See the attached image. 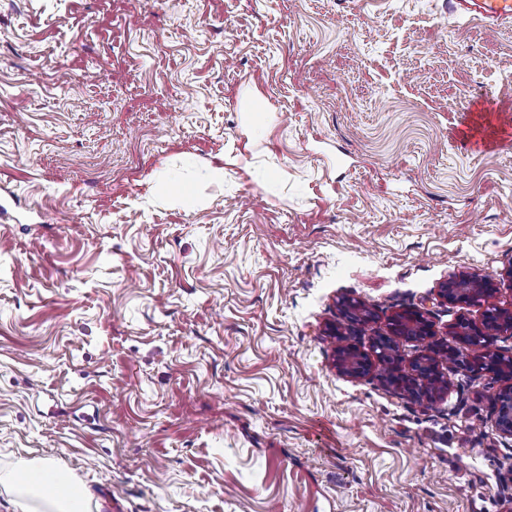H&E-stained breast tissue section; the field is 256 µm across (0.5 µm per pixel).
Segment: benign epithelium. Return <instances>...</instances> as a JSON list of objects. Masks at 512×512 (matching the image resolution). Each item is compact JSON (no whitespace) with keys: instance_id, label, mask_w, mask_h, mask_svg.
<instances>
[{"instance_id":"benign-epithelium-1","label":"benign epithelium","mask_w":512,"mask_h":512,"mask_svg":"<svg viewBox=\"0 0 512 512\" xmlns=\"http://www.w3.org/2000/svg\"><path fill=\"white\" fill-rule=\"evenodd\" d=\"M496 292L494 281L489 278L477 280L468 275L455 276L452 284L441 289L440 296L450 304L471 306L482 300H490ZM350 325H362L372 318L370 308L353 298L342 300ZM392 334L412 341L422 342L433 336V324L428 312L421 309L405 310L399 313L392 327ZM512 334V311L499 308L490 317L474 322L460 318L450 326L449 336L456 345L429 347L428 352L417 356L414 369L403 374L394 373L387 377L394 391L406 392L413 398L429 397V382L441 371L439 356L454 361L457 369L477 374L485 371L504 381L501 390L492 402L493 423L504 438H512V357H504L495 349L494 342L500 335ZM396 346L388 336L375 341V358L371 359L353 347L336 349V369L349 378H360L367 373L374 362L395 355Z\"/></svg>"}]
</instances>
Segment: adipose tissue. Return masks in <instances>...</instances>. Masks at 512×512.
<instances>
[{
	"instance_id": "obj_1",
	"label": "adipose tissue",
	"mask_w": 512,
	"mask_h": 512,
	"mask_svg": "<svg viewBox=\"0 0 512 512\" xmlns=\"http://www.w3.org/2000/svg\"><path fill=\"white\" fill-rule=\"evenodd\" d=\"M48 475L56 476L57 491L46 501L40 487L42 479ZM0 486L13 494L22 512H86L87 489L46 462L30 465L22 471L1 469Z\"/></svg>"
}]
</instances>
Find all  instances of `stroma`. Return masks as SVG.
<instances>
[{
    "mask_svg": "<svg viewBox=\"0 0 512 512\" xmlns=\"http://www.w3.org/2000/svg\"><path fill=\"white\" fill-rule=\"evenodd\" d=\"M502 109L512 20L448 0H0V467L92 512H512L499 379L415 401L327 334L351 297L362 352L407 308L444 343L462 273L512 310ZM467 281L468 287L460 286L462 281ZM453 283H456L453 286ZM496 292L494 281L489 278L477 280L468 275H459L453 277L449 286L441 289L440 296L448 302V304L471 306L479 304L482 300H489ZM336 369L349 378H360L367 373L375 363L363 352H359L354 347H345L336 349Z\"/></svg>",
    "mask_w": 512,
    "mask_h": 512,
    "instance_id": "stroma-1",
    "label": "stroma"
}]
</instances>
